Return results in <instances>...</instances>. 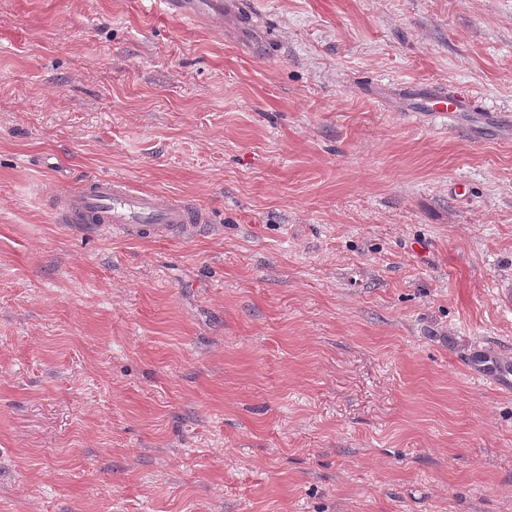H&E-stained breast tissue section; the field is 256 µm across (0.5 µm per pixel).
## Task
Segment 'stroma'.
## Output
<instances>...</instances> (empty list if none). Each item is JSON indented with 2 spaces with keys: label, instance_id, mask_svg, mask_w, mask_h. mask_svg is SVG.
I'll list each match as a JSON object with an SVG mask.
<instances>
[{
  "label": "stroma",
  "instance_id": "1",
  "mask_svg": "<svg viewBox=\"0 0 512 512\" xmlns=\"http://www.w3.org/2000/svg\"><path fill=\"white\" fill-rule=\"evenodd\" d=\"M223 2L0 0V512H512V0ZM469 108V99L463 95L451 99L438 97L426 103L427 112H466ZM60 222L112 227V233L142 237L209 224L195 204L135 187L124 178L103 176L64 196L56 208Z\"/></svg>",
  "mask_w": 512,
  "mask_h": 512
}]
</instances>
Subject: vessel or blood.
Instances as JSON below:
<instances>
[{
    "instance_id": "obj_1",
    "label": "vessel or blood",
    "mask_w": 512,
    "mask_h": 512,
    "mask_svg": "<svg viewBox=\"0 0 512 512\" xmlns=\"http://www.w3.org/2000/svg\"><path fill=\"white\" fill-rule=\"evenodd\" d=\"M60 222L110 226L113 233L142 237L207 223L195 204L135 187L129 181L103 176L82 190L64 196L56 208Z\"/></svg>"
}]
</instances>
